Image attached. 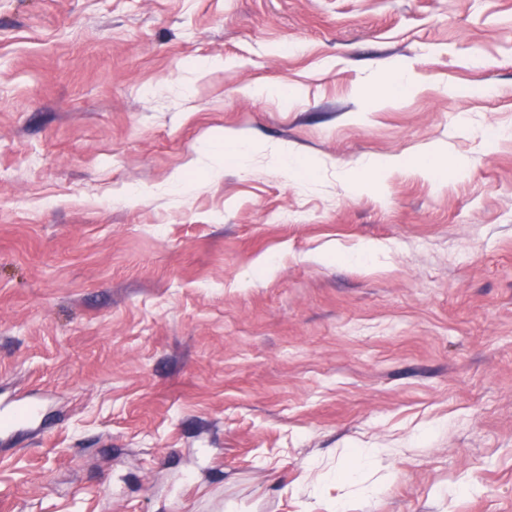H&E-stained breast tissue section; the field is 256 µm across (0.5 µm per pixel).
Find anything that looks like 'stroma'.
<instances>
[{
	"mask_svg": "<svg viewBox=\"0 0 512 512\" xmlns=\"http://www.w3.org/2000/svg\"><path fill=\"white\" fill-rule=\"evenodd\" d=\"M494 127L512 0H0V512H512ZM388 79L396 96L409 95L416 87V76L411 68L390 70Z\"/></svg>",
	"mask_w": 512,
	"mask_h": 512,
	"instance_id": "1",
	"label": "stroma"
}]
</instances>
